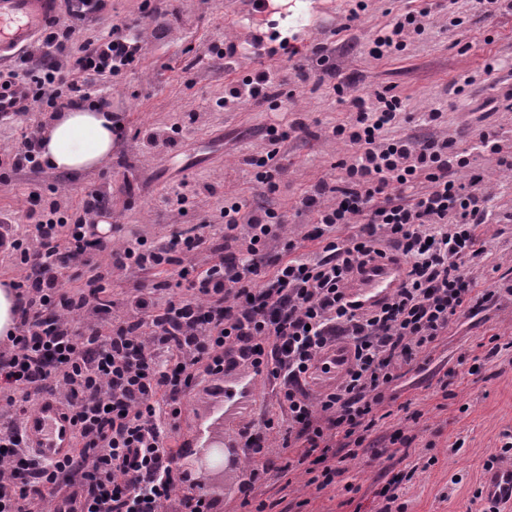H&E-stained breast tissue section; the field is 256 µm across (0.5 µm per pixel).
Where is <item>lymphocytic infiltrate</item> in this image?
<instances>
[{
  "label": "lymphocytic infiltrate",
  "mask_w": 512,
  "mask_h": 512,
  "mask_svg": "<svg viewBox=\"0 0 512 512\" xmlns=\"http://www.w3.org/2000/svg\"><path fill=\"white\" fill-rule=\"evenodd\" d=\"M65 7L66 19L52 20L40 38L50 54L31 88L34 110L58 112L88 98L63 76L56 55L79 48L80 69L112 77L141 51L116 31L75 45L101 2L67 0ZM431 16L426 5L375 29L372 54L381 59L403 51ZM280 95L276 74L261 68L230 88L221 105L261 106ZM349 102L348 120L330 129L351 149L340 163L342 176L319 179L299 201L313 225L307 239L320 247L316 258L298 255L284 216L248 209L236 198L223 211L224 237L237 240L236 251L215 248L210 266L196 271L185 291L163 301L137 295L133 319L105 327L98 314L110 303L102 298L103 276L88 259L104 243L89 236L86 222L103 212L98 192L87 193L69 219L57 218L53 205L30 238H11L22 274L9 285L21 316L9 347L0 351V402L15 407L21 389L58 400L73 446L63 459L42 463L26 452L18 423L1 425L0 512H29L47 495L55 498L56 512H160L173 500L178 512H211L207 493L175 499L178 452L167 443L168 430L198 377L241 363L278 381L279 404L288 413L287 427L268 418L263 431H244L251 463L240 475L242 498L272 470L266 443L276 431L283 447L299 449V461L312 457L322 464L318 489L341 476L328 462L330 449L363 447L402 369L447 333L455 316L488 300V293L476 292L467 267L478 255L477 226L498 221L470 151L449 139L392 135L402 112L397 95L359 94ZM242 224L249 227L243 238L236 234ZM342 224L352 231L340 239ZM271 239L283 242L274 260L265 252ZM201 243L190 227L155 248L127 245L113 263L159 269ZM390 257L406 266L404 284L359 310L347 298L349 288L367 266ZM62 266L81 268L76 294L63 293ZM338 346L348 355L340 377L310 396L309 381L329 373L326 357Z\"/></svg>",
  "instance_id": "obj_1"
}]
</instances>
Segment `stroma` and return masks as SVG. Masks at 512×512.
I'll use <instances>...</instances> for the list:
<instances>
[{
  "label": "stroma",
  "instance_id": "35a3bbf8",
  "mask_svg": "<svg viewBox=\"0 0 512 512\" xmlns=\"http://www.w3.org/2000/svg\"><path fill=\"white\" fill-rule=\"evenodd\" d=\"M355 22L347 15L352 0H272L266 11H254L250 0H105L99 20L88 23L81 39L106 37L112 29L138 35L143 51L138 62L121 75L88 76L74 63L66 70L91 100H108L123 124L112 156L98 169L68 174L51 169L39 173L11 172L6 160L21 144L24 133L39 130L51 109L30 113L23 121H0V219L27 226L32 198L41 206L57 203L68 217L93 189L106 196L105 241L123 246L138 239L152 246L181 225L196 224L205 239L192 258L209 262L211 246L224 241V198L237 195L255 207L275 210L289 221L288 235L303 239L310 231L308 214H297L301 195L320 178L342 174L339 161L348 145L328 136L327 129L347 119V106L334 87L351 84L356 93L389 91L405 110L417 114L439 110L429 131L465 143L480 119L512 132V112L497 100L482 72L486 59H495L498 76L512 80V13L485 19L473 0H440L426 32L408 41L392 59L371 57L365 45L371 32L420 0H366ZM465 16L466 29H448L449 12ZM286 35L299 47L309 73L306 83L289 79L276 109L241 103L227 111L217 107L224 91L258 68L256 60L237 59L226 70L220 51L225 41L245 48L271 32ZM465 81L462 94H449L454 81ZM303 119L306 133L277 143L267 128L287 129ZM416 122L395 127V134H424ZM277 150L283 167L276 190L257 184L243 157ZM494 185L492 205L504 218L482 224L476 231L482 252L471 264L478 289H494L512 279V176L488 170ZM183 185L185 205L170 200L169 187ZM104 275L112 301L103 323L131 318L129 302L138 288L176 281L181 268L160 273L118 271L110 251L93 257ZM501 346H494L493 337ZM246 380L236 414L224 424V445L235 449L248 465L244 429L262 418L285 420L275 388L250 366L225 371L223 378L199 377L183 402V412L169 438L180 448L177 470L182 490L196 487L205 474L206 452L200 435L211 420L200 406L219 380ZM451 398H444V391ZM383 416L373 430L382 443L394 434L409 437V447L393 456L359 451L342 461L345 473L335 486L315 491L306 474L292 479L270 475L243 502L234 474L224 477V494L212 512H257L260 503H277L280 512H381L389 489H396L400 512H486L476 493L482 487L484 464L498 453L505 435H512V299L486 303L455 318L445 336L422 353L386 393Z\"/></svg>",
  "mask_w": 512,
  "mask_h": 512
}]
</instances>
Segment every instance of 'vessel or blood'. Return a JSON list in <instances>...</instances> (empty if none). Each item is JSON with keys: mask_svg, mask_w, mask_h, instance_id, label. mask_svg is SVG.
Wrapping results in <instances>:
<instances>
[{"mask_svg": "<svg viewBox=\"0 0 512 512\" xmlns=\"http://www.w3.org/2000/svg\"><path fill=\"white\" fill-rule=\"evenodd\" d=\"M60 0H0V61L25 48L56 17ZM29 105L23 85L0 87V112H21ZM406 277L404 265L383 262L367 267L359 287L349 298L369 308L399 288ZM22 430L31 452L44 461L55 460L68 451L73 432L63 406L54 399L42 400L28 413ZM482 495L489 501H512V462L488 470Z\"/></svg>", "mask_w": 512, "mask_h": 512, "instance_id": "1", "label": "vessel or blood"}]
</instances>
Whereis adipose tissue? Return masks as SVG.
<instances>
[{
	"mask_svg": "<svg viewBox=\"0 0 512 512\" xmlns=\"http://www.w3.org/2000/svg\"><path fill=\"white\" fill-rule=\"evenodd\" d=\"M112 111L74 105L55 113L41 132V159L58 171L80 174L99 168L112 155Z\"/></svg>",
	"mask_w": 512,
	"mask_h": 512,
	"instance_id": "obj_1",
	"label": "adipose tissue"
}]
</instances>
